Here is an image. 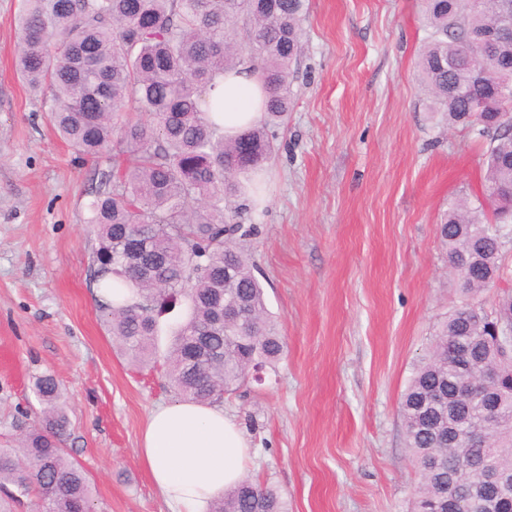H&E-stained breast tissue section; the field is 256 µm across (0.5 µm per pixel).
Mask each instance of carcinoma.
Returning <instances> with one entry per match:
<instances>
[{"instance_id": "cac0c4a2", "label": "carcinoma", "mask_w": 512, "mask_h": 512, "mask_svg": "<svg viewBox=\"0 0 512 512\" xmlns=\"http://www.w3.org/2000/svg\"><path fill=\"white\" fill-rule=\"evenodd\" d=\"M429 34L419 75L436 111L488 144L482 200L448 203L440 239L465 300L432 335L402 395L406 446L420 476L411 512H512V290L494 311L483 294L508 279L497 227L512 210L495 194L512 190V37L493 38L512 19V0H422ZM304 0H21L16 71L49 96L58 136L76 153L112 155L87 223L98 287L125 288L118 306L99 304L121 352L149 365L159 316L179 297L184 321L171 329L166 378L184 400L212 405L254 371L273 366L285 343L264 289L238 240L253 233L236 218L242 182L274 157L275 129L292 104ZM486 40L498 63L492 86L462 56ZM237 67L267 91L263 119L232 139L211 118L209 91ZM497 376L484 378L487 369ZM43 409L16 447L0 448V512H94L93 486L66 448L69 418L59 382L36 378ZM484 433L473 443L466 429ZM209 512H288L277 490L251 480L216 497Z\"/></svg>"}]
</instances>
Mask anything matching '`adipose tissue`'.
Wrapping results in <instances>:
<instances>
[{"mask_svg": "<svg viewBox=\"0 0 512 512\" xmlns=\"http://www.w3.org/2000/svg\"><path fill=\"white\" fill-rule=\"evenodd\" d=\"M265 92L257 77L239 68L209 93L220 103L225 137L257 124ZM249 446L234 420L218 406L174 402L153 409L142 430L138 453L154 487L173 512H207L244 474Z\"/></svg>", "mask_w": 512, "mask_h": 512, "instance_id": "ef3b65f1", "label": "adipose tissue"}]
</instances>
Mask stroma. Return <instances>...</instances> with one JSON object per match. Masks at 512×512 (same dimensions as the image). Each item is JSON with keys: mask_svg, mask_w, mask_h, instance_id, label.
<instances>
[{"mask_svg": "<svg viewBox=\"0 0 512 512\" xmlns=\"http://www.w3.org/2000/svg\"><path fill=\"white\" fill-rule=\"evenodd\" d=\"M20 0H0V448L59 381L68 452L98 512H171L138 452L162 368L138 369L96 309L87 224L111 161L77 158L14 69ZM292 108L240 221L285 352L223 408L245 476L288 512H408L418 479L399 402L435 327L463 299L438 233L481 193L487 149L434 113L418 76L421 0H305Z\"/></svg>", "mask_w": 512, "mask_h": 512, "instance_id": "35a3bbf8", "label": "stroma"}]
</instances>
